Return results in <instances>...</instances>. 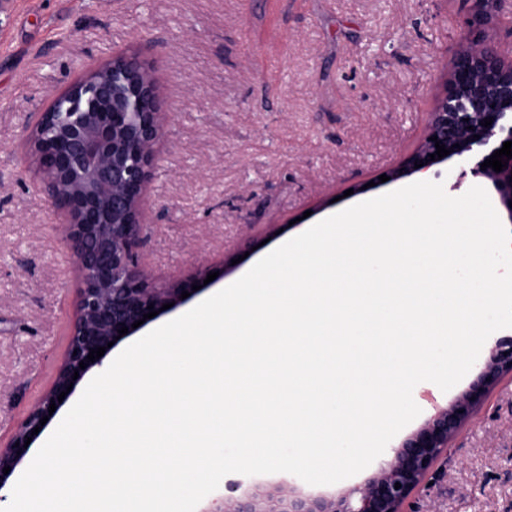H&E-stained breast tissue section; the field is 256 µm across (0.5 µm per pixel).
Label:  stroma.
I'll use <instances>...</instances> for the list:
<instances>
[{
  "label": "stroma",
  "instance_id": "1",
  "mask_svg": "<svg viewBox=\"0 0 512 512\" xmlns=\"http://www.w3.org/2000/svg\"><path fill=\"white\" fill-rule=\"evenodd\" d=\"M476 0H0V441L50 385L77 278L65 218L23 127L120 52L138 53L170 119L149 184L144 265L159 281L235 260L191 298L354 204L399 189L379 177L421 141L447 91ZM448 162L458 197L489 180ZM412 512H512V384L485 400L431 495Z\"/></svg>",
  "mask_w": 512,
  "mask_h": 512
}]
</instances>
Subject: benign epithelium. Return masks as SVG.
<instances>
[{
    "label": "benign epithelium",
    "mask_w": 512,
    "mask_h": 512,
    "mask_svg": "<svg viewBox=\"0 0 512 512\" xmlns=\"http://www.w3.org/2000/svg\"><path fill=\"white\" fill-rule=\"evenodd\" d=\"M482 8L471 21L474 29L489 26L503 0H479ZM168 112L150 66L135 53H117L55 94L29 128L27 142L53 205L63 211L66 239L80 278L77 312L68 344L51 385L39 402L0 444V491L26 462L37 440L36 427L48 417L51 400L56 410L73 393L57 402L68 386H78L91 370L104 366L106 356L91 362L90 350L119 344L118 329L150 312L170 313L185 303L181 293L195 294L211 266H198L187 277L156 282L141 262L144 239V199L152 179ZM491 117L490 126L484 119ZM437 137L450 154L430 160ZM512 141V55L505 57L493 44L473 40L455 53L448 90L428 115L420 145L399 166L386 172L397 181L431 167L457 160L469 165L470 175L493 183L512 221V158L500 172L481 164L503 143ZM424 163L418 168L416 164ZM172 307L164 310L162 306ZM85 369H79V363ZM78 378H73L74 372ZM512 376V336L495 340L467 387L448 406L388 450L387 459L364 482L332 494L304 492L278 485L241 489L225 485L230 512H407L411 497L431 489L435 467L448 462L453 441L487 396L504 377ZM10 472L3 473V468ZM401 484L395 488V484Z\"/></svg>",
    "instance_id": "1"
}]
</instances>
